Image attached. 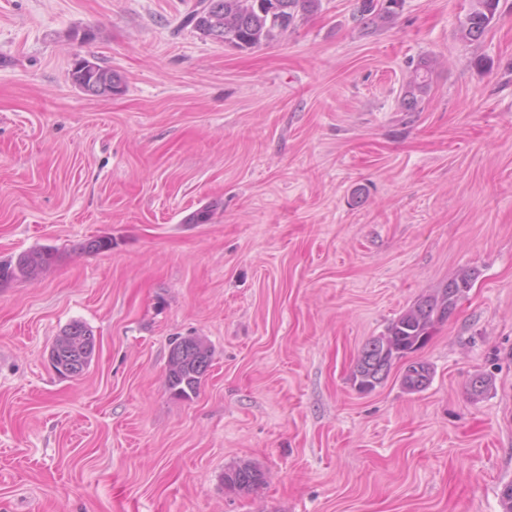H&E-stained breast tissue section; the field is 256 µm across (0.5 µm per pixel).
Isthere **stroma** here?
<instances>
[{
    "label": "stroma",
    "instance_id": "1",
    "mask_svg": "<svg viewBox=\"0 0 512 512\" xmlns=\"http://www.w3.org/2000/svg\"><path fill=\"white\" fill-rule=\"evenodd\" d=\"M196 3L0 0V261L59 251L0 287V512H502L512 0L476 43L469 0L368 30L322 0L242 51L182 26ZM424 56L430 93L403 111ZM78 57L124 92L84 94ZM466 269L412 355L430 385L407 392L398 363L359 393L363 346ZM75 321L96 352L64 379L49 349ZM175 336L212 350L188 400L165 382ZM243 460L267 482L228 493ZM82 59H78L73 63L69 73L70 79L75 86L82 83L105 84L106 82H112V87L115 86V81H118L119 78L114 76L112 68L98 64V68L94 71L84 70V68H94L96 62L87 59L82 62L83 68L80 65Z\"/></svg>",
    "mask_w": 512,
    "mask_h": 512
}]
</instances>
